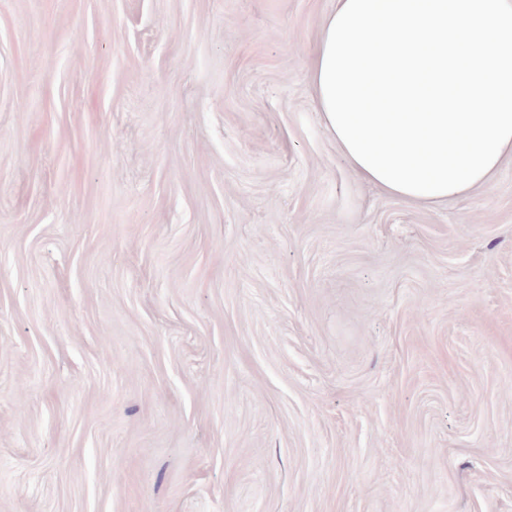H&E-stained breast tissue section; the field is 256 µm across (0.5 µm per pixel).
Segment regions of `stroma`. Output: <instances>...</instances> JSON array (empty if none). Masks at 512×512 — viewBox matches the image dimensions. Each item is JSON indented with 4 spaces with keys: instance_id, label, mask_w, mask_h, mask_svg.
Returning a JSON list of instances; mask_svg holds the SVG:
<instances>
[{
    "instance_id": "1",
    "label": "stroma",
    "mask_w": 512,
    "mask_h": 512,
    "mask_svg": "<svg viewBox=\"0 0 512 512\" xmlns=\"http://www.w3.org/2000/svg\"><path fill=\"white\" fill-rule=\"evenodd\" d=\"M336 0H0V512H512V159L362 181ZM346 2H348V0H336V8H335L334 12L332 14H330L324 21L318 48H317L316 53L312 59L311 68H310L311 80H312V82L316 88V91H317V108H318L319 112L323 113L324 120L326 123V128L329 131V133L332 135V137L335 139L336 146L338 147V149L349 159L353 168L356 170V172L359 174V176L363 180L377 186L378 188H380L382 191H384L385 193H387L389 195L396 196V197H399V198H402L404 200L414 202V203H422V204H429V205L437 204L444 200H448V198H452L454 196L465 193L475 187L483 186V185L487 184L491 180V178L493 177L495 172L498 170L500 165L502 164V161L507 156H509V155L512 156V136L510 137V140L508 141V143L503 145L502 148L500 149L501 155L498 157L497 162H495L494 166L486 174L481 176L482 178H479L477 181H475L476 183L472 184V186H470L466 189L463 188V190L460 189L459 192H454L453 194H447V195H443V196L423 197V196H419V194H418V196H416L415 194H408V193L406 194L401 191L394 190V189L386 186L384 183L380 182L379 180H377L378 177L375 178L371 173H369L366 170V168L364 169L363 165L361 166L351 156V153H349L347 147L343 144L342 140L338 137L337 133L335 132V130L332 126L333 124L331 125V121L328 119V114L325 113L326 108L324 107V104H323V92L324 91H322V86H320V77H321L320 73H321V67H322V62H323V58H324L323 54H324L327 38L329 36L328 29H330L329 26H330L332 20L334 19L335 15H338L337 12H339V10L340 11L343 10L342 9L343 5ZM344 6H346V5H344ZM321 91H322V93H321Z\"/></svg>"
}]
</instances>
